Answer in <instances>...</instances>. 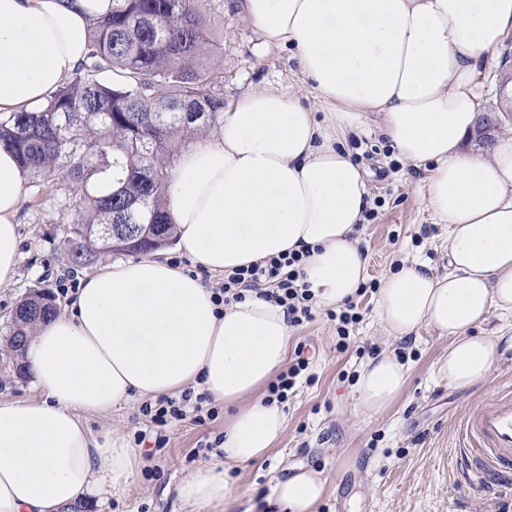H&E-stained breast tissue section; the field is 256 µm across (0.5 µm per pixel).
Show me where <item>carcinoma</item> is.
I'll return each mask as SVG.
<instances>
[{
    "label": "carcinoma",
    "mask_w": 512,
    "mask_h": 512,
    "mask_svg": "<svg viewBox=\"0 0 512 512\" xmlns=\"http://www.w3.org/2000/svg\"><path fill=\"white\" fill-rule=\"evenodd\" d=\"M195 0H112L94 27L86 60L38 110L0 118V145L43 188L67 180L79 200L62 249L70 271L107 254L157 251L175 239L165 189L176 139L198 135L224 111L212 92L219 73ZM112 72V83L100 75ZM113 170L112 189L97 177ZM141 232L112 237L124 217ZM34 289L15 308L6 357H23L34 326L56 313Z\"/></svg>",
    "instance_id": "1"
}]
</instances>
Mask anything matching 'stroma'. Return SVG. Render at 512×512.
I'll use <instances>...</instances> for the list:
<instances>
[{
  "mask_svg": "<svg viewBox=\"0 0 512 512\" xmlns=\"http://www.w3.org/2000/svg\"><path fill=\"white\" fill-rule=\"evenodd\" d=\"M236 0H197L206 18L221 75L214 87L225 103L256 88H271L317 102L302 83L293 48L266 43L261 33L235 8ZM346 147L364 166L372 205L356 238L367 256L366 279L380 282L392 264L418 258L444 271L448 227L434 223L423 200L425 171L401 160L392 143L366 128L349 136ZM76 199L70 184L47 194L26 182L17 215L21 261L15 281L0 287V350L12 313L20 299L38 286L50 289L58 311H66L75 294L60 243L66 236ZM362 320L351 333L350 346L336 348V324L318 305L313 321L292 328L291 347H304L312 359L309 375L300 379L283 403L286 429L262 458L232 474V495L224 512H253L270 485L306 469L325 481L315 512H501L512 507V490L486 492L476 488L465 471L458 425L468 411L512 384V315L491 311L472 330L499 344L492 373L471 389L448 387L435 363L445 354L451 336L423 329L403 340L385 339L375 307L374 291L357 299ZM384 350L403 352L409 363L407 383L385 412L368 416L355 409L354 374ZM133 400L112 415V426L127 440L139 442L143 463L128 492L112 497L102 512H186L175 486L204 463L218 461L217 444L224 420L202 423L194 417L166 427L164 447L155 444L157 431Z\"/></svg>",
  "mask_w": 512,
  "mask_h": 512,
  "instance_id": "stroma-1",
  "label": "stroma"
}]
</instances>
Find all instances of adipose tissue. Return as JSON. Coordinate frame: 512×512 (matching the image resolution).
Here are the masks:
<instances>
[{
	"label": "adipose tissue",
	"instance_id": "obj_1",
	"mask_svg": "<svg viewBox=\"0 0 512 512\" xmlns=\"http://www.w3.org/2000/svg\"><path fill=\"white\" fill-rule=\"evenodd\" d=\"M265 41L296 48L302 81L323 117L299 97L247 92L213 134L185 149L166 190L179 251L200 274L155 255L102 265L81 277L69 313L42 324L26 348L37 399H0V512H78L123 495L137 451L107 418L134 399L196 388L228 407L224 459L175 487L189 512H224L230 473L262 457L287 416L264 387L288 358L284 307L249 295L217 303L203 273L305 251L304 280L339 305L365 281L356 239L369 191L340 145L374 125L399 156L427 170L424 199L448 227V268L402 260L383 279L376 308L400 339L429 327L454 338L436 372L457 390L485 379L497 344L471 328L512 312V135L491 150L465 142L485 110L483 66L512 33V0H239ZM112 0H0V114L45 104L87 53ZM25 172L0 146V286L20 249L16 215ZM396 353L358 372L355 406L386 411L403 392ZM104 418L100 430L86 416ZM324 493L300 472L269 488L280 512H314Z\"/></svg>",
	"mask_w": 512,
	"mask_h": 512
}]
</instances>
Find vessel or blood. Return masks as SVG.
I'll return each mask as SVG.
<instances>
[{
    "label": "vessel or blood",
    "instance_id": "obj_1",
    "mask_svg": "<svg viewBox=\"0 0 512 512\" xmlns=\"http://www.w3.org/2000/svg\"><path fill=\"white\" fill-rule=\"evenodd\" d=\"M460 447L468 470L489 486L512 484V388L471 410L460 428Z\"/></svg>",
    "mask_w": 512,
    "mask_h": 512
}]
</instances>
